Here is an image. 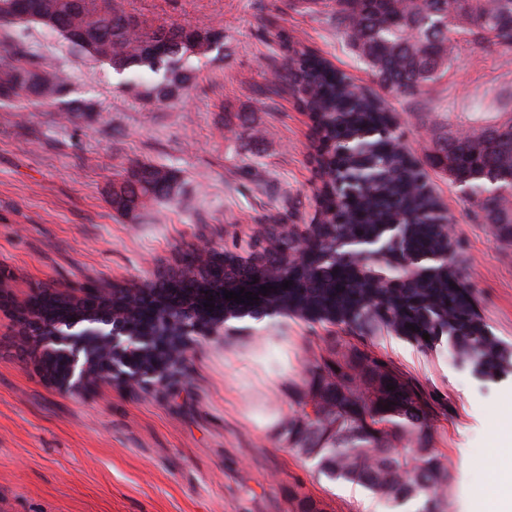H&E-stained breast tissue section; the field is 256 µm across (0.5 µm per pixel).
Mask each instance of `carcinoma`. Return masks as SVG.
Returning <instances> with one entry per match:
<instances>
[{"label":"carcinoma","mask_w":512,"mask_h":512,"mask_svg":"<svg viewBox=\"0 0 512 512\" xmlns=\"http://www.w3.org/2000/svg\"><path fill=\"white\" fill-rule=\"evenodd\" d=\"M329 18L374 81L409 98L448 73L463 47L512 55V0H331ZM116 0H0V24H36L60 35L86 57L107 63L127 83L143 72L160 79L143 86L157 103L177 96L192 81L191 59L222 48L211 29L180 25L126 26ZM291 52L289 76L304 92L303 106L316 135L314 160L327 176L319 188L321 218L302 232L274 229L254 237L248 255L233 248L180 254L168 278L132 291L114 288L97 302H76L51 291L32 301L28 314L61 322L60 331L89 316L111 313L130 331L173 336L165 322L173 307L195 309L197 323L272 316L383 327L428 347L448 328L461 362L492 377L512 367V349L488 334L467 288H451L457 271L448 262L447 220L419 165L396 135L397 117L383 101L359 89L351 77L309 47L279 34ZM27 100L81 116L91 105L73 95L60 72L0 62V99ZM430 168L460 188L472 219L497 227L512 241V113L478 118L463 128L429 127ZM128 192L124 214L169 200L176 171L148 163L126 169L112 188ZM375 238L392 252L413 257L410 267L362 253L361 239ZM260 260L291 281L263 293L266 281L247 268ZM258 295L240 309L225 291ZM214 308L205 307L208 302ZM416 330H410V327ZM169 352L151 349L138 363L163 368ZM288 418V444L314 461L318 475L359 486L392 509L448 512V468L433 448L434 427L426 404L386 363L357 349L315 364ZM395 389H390V386Z\"/></svg>","instance_id":"obj_1"}]
</instances>
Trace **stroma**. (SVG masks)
I'll list each match as a JSON object with an SVG mask.
<instances>
[{"instance_id": "35a3bbf8", "label": "stroma", "mask_w": 512, "mask_h": 512, "mask_svg": "<svg viewBox=\"0 0 512 512\" xmlns=\"http://www.w3.org/2000/svg\"><path fill=\"white\" fill-rule=\"evenodd\" d=\"M119 2L156 26L222 30L224 46L192 59L188 88L156 104L55 34L0 25L12 62L62 72L95 107L70 119L24 99L0 102V512H299L305 497L323 512H388L360 487L318 478L288 445L284 423L306 369L336 346L409 381L437 427L451 512H490L503 492L495 444L512 429V372L478 375L444 339L423 347L384 329L244 318L199 339L183 372L151 391L103 382L73 397L42 377L14 317L39 288L139 287L188 246H229L263 224L319 218L312 123L279 31L379 91L327 14L293 10L292 0ZM387 103L421 162L431 120L512 111V64L466 50L421 97ZM137 161L175 170L179 188L130 219L110 200ZM430 181L452 219L462 282L512 347V243L471 221L446 178Z\"/></svg>"}]
</instances>
